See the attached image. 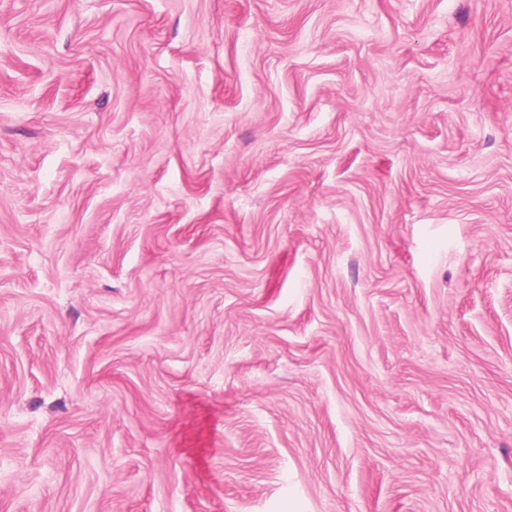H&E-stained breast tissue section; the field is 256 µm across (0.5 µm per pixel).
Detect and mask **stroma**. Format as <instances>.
<instances>
[{
	"mask_svg": "<svg viewBox=\"0 0 512 512\" xmlns=\"http://www.w3.org/2000/svg\"><path fill=\"white\" fill-rule=\"evenodd\" d=\"M0 512H512V0H0Z\"/></svg>",
	"mask_w": 512,
	"mask_h": 512,
	"instance_id": "1",
	"label": "stroma"
}]
</instances>
